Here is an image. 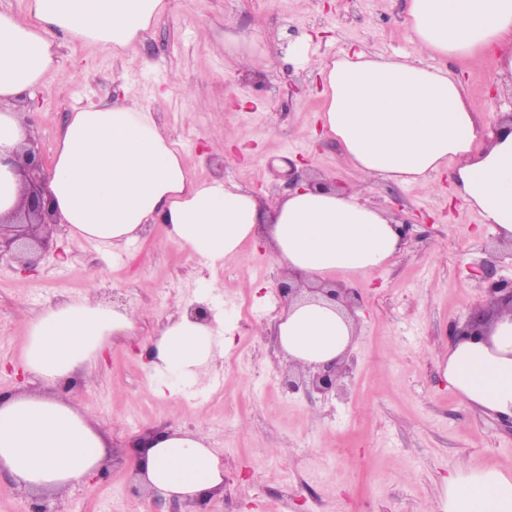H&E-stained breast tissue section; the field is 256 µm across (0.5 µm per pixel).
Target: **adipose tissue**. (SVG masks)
<instances>
[{"instance_id": "1", "label": "adipose tissue", "mask_w": 512, "mask_h": 512, "mask_svg": "<svg viewBox=\"0 0 512 512\" xmlns=\"http://www.w3.org/2000/svg\"><path fill=\"white\" fill-rule=\"evenodd\" d=\"M162 8L163 0H31L27 15L0 11V104L34 96L58 60L59 36L116 54L137 43ZM405 25L431 55L476 61L498 51V73L512 79V0H409ZM317 70L323 128L358 171L411 183L448 170L483 224L512 241V128L482 139L450 70L362 51L319 59ZM23 140L20 120L0 111V217L18 201L9 161ZM47 189L73 235L118 247L160 224L167 241L213 269L261 229L278 264L314 282L336 272L357 277L402 245L396 224L357 191L297 190L269 207L223 180L191 181L151 112L119 100L71 114ZM132 327L126 309L71 301L31 324L25 365L47 392L0 396V471L19 489L61 494L111 458L104 433L52 391L106 337ZM277 334L293 359L325 363L347 348L351 326L330 303L297 302ZM154 346L155 368L188 375L224 350L211 325L186 314L169 321ZM443 374L465 404L512 420V310L500 311L488 335L453 342ZM148 445L142 478L164 496L193 501L222 489L224 469L200 434L165 431ZM439 512H512V471L457 470Z\"/></svg>"}]
</instances>
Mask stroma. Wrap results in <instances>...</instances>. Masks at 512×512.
I'll use <instances>...</instances> for the list:
<instances>
[{
    "label": "stroma",
    "mask_w": 512,
    "mask_h": 512,
    "mask_svg": "<svg viewBox=\"0 0 512 512\" xmlns=\"http://www.w3.org/2000/svg\"><path fill=\"white\" fill-rule=\"evenodd\" d=\"M406 10L407 0H164L141 41L120 54L63 38L26 113L29 130L49 162L72 112L130 98L177 143L194 181L221 178L268 205L288 194L292 170L351 187L362 175L322 134L321 80L285 50L302 35L318 57L360 48L448 68L482 133L512 107V82L498 75L495 58L421 52ZM244 49L259 63L255 74L234 65ZM229 145L248 149L249 160L226 159ZM372 185L367 202L412 230L386 265L353 278L361 297L355 367L344 393L326 401L282 385L287 363L271 315L281 306L282 268L263 238L245 241L213 271L164 243L160 224L120 249L64 227L37 274L0 268L1 395L40 388L14 372L24 366L31 320L58 301L113 300L133 314L132 334L106 337L60 389L120 454L103 478L47 498L49 512H143L148 501L127 448L158 428L205 429L224 466L213 512H438L458 463L512 469V424L464 404L441 368L451 328L480 302L483 267L512 280V248L481 223L448 173ZM195 304L222 322L223 358L193 378L153 370L143 349Z\"/></svg>",
    "instance_id": "35a3bbf8"
}]
</instances>
